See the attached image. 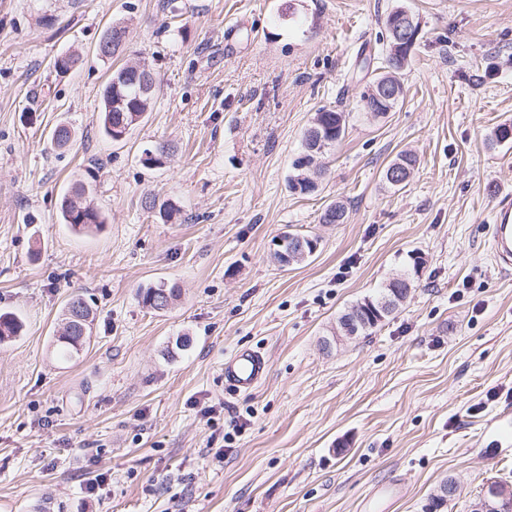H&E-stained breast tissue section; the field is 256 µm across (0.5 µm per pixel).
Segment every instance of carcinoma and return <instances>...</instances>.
<instances>
[{
    "instance_id": "carcinoma-1",
    "label": "carcinoma",
    "mask_w": 512,
    "mask_h": 512,
    "mask_svg": "<svg viewBox=\"0 0 512 512\" xmlns=\"http://www.w3.org/2000/svg\"><path fill=\"white\" fill-rule=\"evenodd\" d=\"M150 96L141 93L139 83L128 78L125 68L120 67L111 72L102 92L100 112L101 132L108 138H113L116 129H129L138 122L147 108ZM342 113L332 109H321L315 113L310 126H315L325 139L326 147L330 148L341 141L345 130L340 128ZM325 152H309L308 145L294 162L298 174L289 179L290 190L299 195H309L316 192L312 188L311 174L320 171ZM86 187L79 183L66 193L61 200V215L63 223L76 231L84 232L97 229L104 224V217L93 202L84 199ZM346 218L345 206L341 203L330 205L321 215L324 224L343 223ZM299 235L288 233L279 239L274 250L273 260L280 266L288 265V255L295 248ZM167 293L168 305L172 306L178 300L179 289L160 285L144 290L141 294L142 303L151 308L152 299L161 293ZM399 289L386 287L375 298L359 302L344 312L337 320V330L343 336H357L377 327L385 318L396 312L399 305L395 304ZM63 331L56 337V346L60 351L73 357L79 354L91 336L92 317L89 307L79 298L69 300L63 309ZM23 323L13 313H0V343L21 334Z\"/></svg>"
}]
</instances>
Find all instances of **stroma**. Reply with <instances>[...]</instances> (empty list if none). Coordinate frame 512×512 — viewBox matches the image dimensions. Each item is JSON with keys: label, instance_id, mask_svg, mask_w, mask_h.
Instances as JSON below:
<instances>
[{"label": "stroma", "instance_id": "1", "mask_svg": "<svg viewBox=\"0 0 512 512\" xmlns=\"http://www.w3.org/2000/svg\"><path fill=\"white\" fill-rule=\"evenodd\" d=\"M399 7L421 34L403 100L374 119L357 63L384 56ZM111 24L126 34L104 62ZM65 53L79 61L60 75ZM130 63L156 85L114 142L102 90ZM323 108L345 136L298 195ZM509 122L512 0H0V312L24 322L0 343V512H361L390 483L391 512H424L447 480L444 512H472L490 484L512 488V268L489 245ZM405 150L418 162L398 190L384 171ZM78 182L100 230L61 219ZM338 201L344 223H321ZM287 232L317 251L279 266ZM398 276L413 281L400 308L337 339V317ZM162 283L181 297L156 312L140 293ZM72 296L94 321L69 360L54 338ZM241 347L269 358L249 393L224 382Z\"/></svg>", "mask_w": 512, "mask_h": 512}]
</instances>
